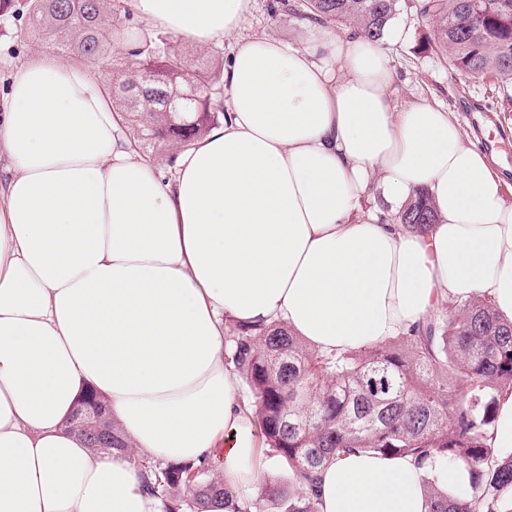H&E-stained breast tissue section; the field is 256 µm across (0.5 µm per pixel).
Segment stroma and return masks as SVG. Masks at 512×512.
<instances>
[{
	"mask_svg": "<svg viewBox=\"0 0 512 512\" xmlns=\"http://www.w3.org/2000/svg\"><path fill=\"white\" fill-rule=\"evenodd\" d=\"M25 2L14 0L11 11L0 15V113L6 109L16 66L41 53L72 63L77 60L76 55L58 48L44 29L35 27ZM297 2L255 0L245 34L297 41L304 22L287 10ZM413 3L399 0L396 19L404 26L406 37L388 49L395 72L393 94L404 103L425 102L449 112L467 141L478 145L483 138L495 136L501 152L512 154V98L493 79L456 71L445 56L430 51L432 24L416 12Z\"/></svg>",
	"mask_w": 512,
	"mask_h": 512,
	"instance_id": "35a3bbf8",
	"label": "stroma"
}]
</instances>
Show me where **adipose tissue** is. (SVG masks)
Returning <instances> with one entry per match:
<instances>
[{
    "label": "adipose tissue",
    "mask_w": 512,
    "mask_h": 512,
    "mask_svg": "<svg viewBox=\"0 0 512 512\" xmlns=\"http://www.w3.org/2000/svg\"><path fill=\"white\" fill-rule=\"evenodd\" d=\"M143 32L234 34L226 119L171 178L135 150L85 66L43 55L0 114V512H160L123 453L68 430L85 390L137 453L224 450L233 489L267 468L224 361L227 320H284L316 349L387 340L448 300L512 320V203L448 112L400 103L387 46L310 24L239 37L253 0H134ZM437 221L388 224L417 191ZM464 468L358 450L319 474L320 512H427Z\"/></svg>",
    "instance_id": "adipose-tissue-1"
}]
</instances>
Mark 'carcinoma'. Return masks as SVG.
<instances>
[{"label": "carcinoma", "instance_id": "cac0c4a2", "mask_svg": "<svg viewBox=\"0 0 512 512\" xmlns=\"http://www.w3.org/2000/svg\"><path fill=\"white\" fill-rule=\"evenodd\" d=\"M399 0H301L297 15L323 25H351L380 40ZM421 0L433 46L455 70L488 74L512 87V0ZM49 23L57 45L112 70V47L131 37L111 0H27ZM131 66L112 85L137 140L183 151L224 118L215 104L219 80L159 37L135 39ZM407 229L436 221L419 191L397 217ZM224 358L248 387L266 456L288 464V478L265 482L257 495L224 487L210 460L163 463L138 458L112 429V446L92 429L81 440L93 452L123 449L157 497L162 512H320L316 475L352 449L411 456L422 465L441 456L460 462L470 492L450 497L424 483L427 512H507L512 455L491 446L499 393L512 388V321L475 295L430 312L384 343L323 354L281 320L228 326Z\"/></svg>", "mask_w": 512, "mask_h": 512}]
</instances>
